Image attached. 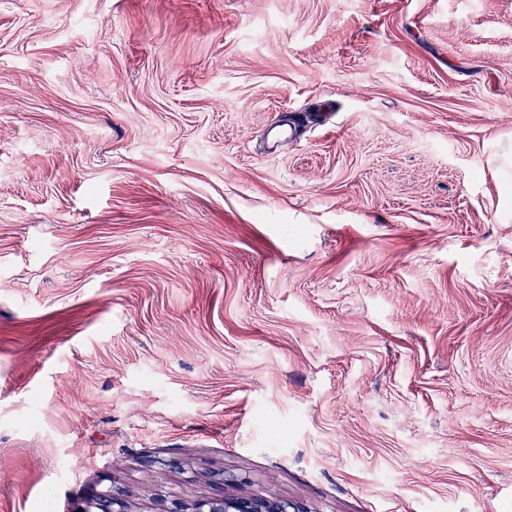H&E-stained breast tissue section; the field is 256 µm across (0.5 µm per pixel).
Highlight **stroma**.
Returning <instances> with one entry per match:
<instances>
[{"label":"stroma","instance_id":"1","mask_svg":"<svg viewBox=\"0 0 512 512\" xmlns=\"http://www.w3.org/2000/svg\"><path fill=\"white\" fill-rule=\"evenodd\" d=\"M508 177L512 0H0V512H512ZM179 507L172 512H299L288 502L269 496L243 495L237 498H179Z\"/></svg>","mask_w":512,"mask_h":512}]
</instances>
